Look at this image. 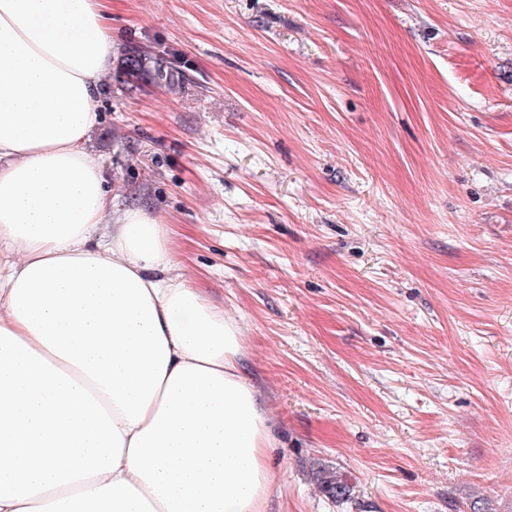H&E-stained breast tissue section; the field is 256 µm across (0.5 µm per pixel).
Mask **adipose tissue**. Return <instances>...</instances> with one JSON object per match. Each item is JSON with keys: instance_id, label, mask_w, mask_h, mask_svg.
I'll return each instance as SVG.
<instances>
[{"instance_id": "obj_1", "label": "adipose tissue", "mask_w": 512, "mask_h": 512, "mask_svg": "<svg viewBox=\"0 0 512 512\" xmlns=\"http://www.w3.org/2000/svg\"><path fill=\"white\" fill-rule=\"evenodd\" d=\"M112 57L104 0H0V512H263L241 331L86 147Z\"/></svg>"}]
</instances>
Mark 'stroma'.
I'll use <instances>...</instances> for the list:
<instances>
[{"mask_svg": "<svg viewBox=\"0 0 512 512\" xmlns=\"http://www.w3.org/2000/svg\"><path fill=\"white\" fill-rule=\"evenodd\" d=\"M107 4L183 80L90 147L241 328L264 512H512V0ZM318 476L321 489L336 498V502L351 499V484L337 468L336 471L321 468Z\"/></svg>", "mask_w": 512, "mask_h": 512, "instance_id": "obj_1", "label": "stroma"}]
</instances>
